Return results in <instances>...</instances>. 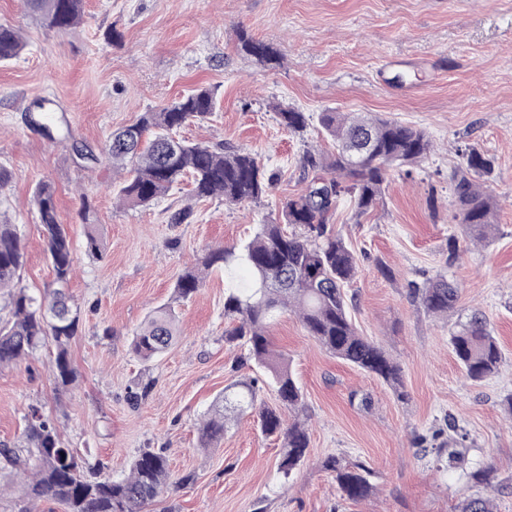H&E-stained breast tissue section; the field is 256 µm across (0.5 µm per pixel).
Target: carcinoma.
<instances>
[{"instance_id": "obj_1", "label": "carcinoma", "mask_w": 512, "mask_h": 512, "mask_svg": "<svg viewBox=\"0 0 512 512\" xmlns=\"http://www.w3.org/2000/svg\"><path fill=\"white\" fill-rule=\"evenodd\" d=\"M29 13L47 27L64 32L84 14V0H25ZM25 47L21 34L0 24V64L7 63ZM238 47L262 65L279 63L280 54L270 43L257 40L246 31L238 32ZM215 91L197 88L171 105L143 112L136 122L117 129L107 139L103 154L112 168L126 171L114 185L118 201L128 208H148L183 177L190 176L194 196L218 198L229 204L258 202L274 186L276 175L264 169L251 152L222 144L204 145L175 137L191 120L204 121L216 111ZM279 124L302 133L310 116L290 108H278ZM319 124L335 144V152L306 154L304 166L315 172L300 193L281 203L283 223L258 225L254 237L240 247L216 248L201 265L187 269L177 280L173 301L191 298L202 284V274L213 268L231 269L241 265L251 280L240 288L224 291V344L245 346L255 366L267 376L275 402L266 403L258 380H237L224 387L199 426L200 441L209 446L224 438L231 420L258 411L262 433L281 440L278 474L283 483L301 466L309 448V432L303 412L304 396L293 378L285 356L273 348L269 328L275 313L294 312L309 336L330 355L374 374L394 387L397 397L406 399L399 366L375 341L360 335L350 309L355 295L345 291L358 274L357 258L343 236L328 224L329 216L343 194L351 197L355 218L375 210L382 201L386 171L391 166H410L426 157L432 142L422 130L373 113L322 112ZM54 140L72 138L63 116L44 126ZM73 161L83 170L93 169L100 157L83 143H72ZM462 163L448 182L452 219L461 224L472 242L487 243L494 237L495 200L488 180L493 160L477 149L461 150ZM53 271L52 289L40 296L20 285L24 249L15 224H0V290H7L8 317H0V366L17 364L50 343L55 348L52 373L57 390L73 384L77 372L70 358V344L79 328V316L66 293L74 272V256L67 229L59 221L55 188L50 182L37 184L33 191ZM79 218L89 228L87 251L101 253L93 232V210L82 200ZM410 297L428 316H446L458 301L459 286L444 274L422 283L409 284ZM177 336L176 314L170 303L156 307L132 334L130 351L142 361L165 352ZM452 352L467 380L479 383L494 375L501 352L485 315L473 311L461 329L450 336ZM293 421L284 424V414ZM448 437V465L463 462L457 452L467 447L469 433L450 417L445 426L432 432L431 447L444 451L442 437ZM0 457L23 479L27 500H49L64 512H146L147 507L189 481L183 477L170 483L166 456L145 448L134 457L127 475L97 480L83 473L80 457L68 447L56 426L34 406L25 415L23 446L0 444ZM324 468L334 474L341 495L357 501L373 491L372 472L362 461L327 457ZM496 472L492 461L481 463L470 473L477 484H488Z\"/></svg>"}]
</instances>
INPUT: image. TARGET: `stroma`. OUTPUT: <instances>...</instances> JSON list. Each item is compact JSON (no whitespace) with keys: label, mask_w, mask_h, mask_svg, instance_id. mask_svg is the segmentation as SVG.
Segmentation results:
<instances>
[{"label":"stroma","mask_w":512,"mask_h":512,"mask_svg":"<svg viewBox=\"0 0 512 512\" xmlns=\"http://www.w3.org/2000/svg\"><path fill=\"white\" fill-rule=\"evenodd\" d=\"M0 23L27 41L0 65V163L12 172L0 216L23 235L22 285L42 293L53 274L32 195L39 182L54 185L77 257L69 292L80 313L70 346L78 377L66 392L55 388L50 349L0 368V443L20 440L34 405L100 478L126 474L140 449L163 450L173 478L187 483L151 512H457L470 496L512 512V0H86L82 22L64 34L35 20L24 0H0ZM242 29L273 44L282 65L263 68L238 52ZM111 31L118 38L109 43ZM196 87L215 90L217 110L180 136L250 151L280 172L260 202L199 199L183 181L155 205L128 209L112 191L119 175L110 162L90 171L73 163L72 141L101 149L112 130ZM40 98L65 113L72 141L50 142L27 123L28 105ZM278 105L310 115L304 134L278 123ZM331 110L381 114L423 130L434 145L410 171H388L379 207L362 222L346 196L329 219L359 258L346 288L357 297L351 317L397 362L408 397L329 355L295 314L277 315L270 339L303 389L310 434L307 458L284 486L280 444L262 434L257 414L200 445L199 421L225 385L257 375L246 349L224 343V290L248 279L245 268L208 272L192 298L174 303L179 335L164 354L143 362L129 344L148 312L171 301L186 266L278 218L281 201L306 183V152L333 150L317 122ZM467 144L494 161L499 231L452 263L448 239L463 231L451 220L448 179ZM84 195L102 240L95 257L78 217ZM187 204L194 220L172 223ZM442 269L459 297L453 313L433 318L416 309L408 286ZM475 307L502 353L498 373L476 384L449 344ZM144 386L147 397L132 404L131 392ZM365 396L370 406L361 405ZM448 415L470 432L467 463L495 461L492 484L475 485L419 451V436ZM330 455L366 462L373 494L343 499L323 467Z\"/></svg>","instance_id":"1"}]
</instances>
